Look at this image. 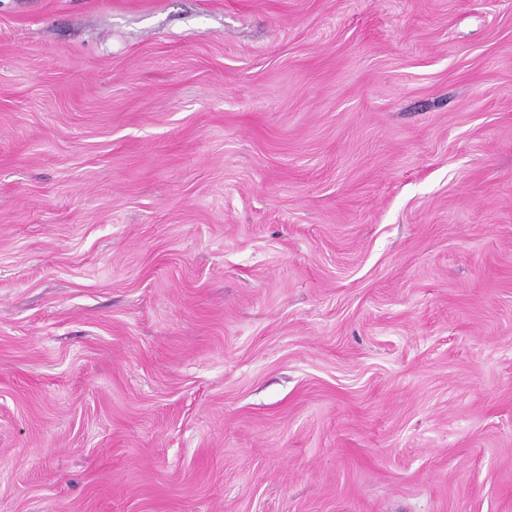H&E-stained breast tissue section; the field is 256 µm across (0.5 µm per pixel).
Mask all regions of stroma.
<instances>
[{"instance_id":"obj_1","label":"stroma","mask_w":512,"mask_h":512,"mask_svg":"<svg viewBox=\"0 0 512 512\" xmlns=\"http://www.w3.org/2000/svg\"><path fill=\"white\" fill-rule=\"evenodd\" d=\"M0 512H512V0H0Z\"/></svg>"}]
</instances>
